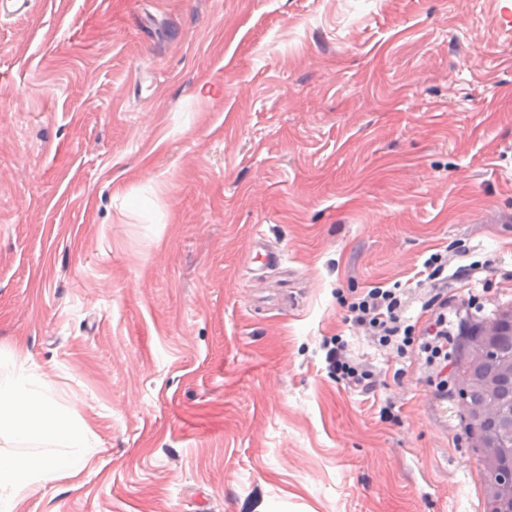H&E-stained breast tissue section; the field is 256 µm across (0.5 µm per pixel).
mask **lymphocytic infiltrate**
<instances>
[{
	"label": "lymphocytic infiltrate",
	"instance_id": "f902f5d3",
	"mask_svg": "<svg viewBox=\"0 0 512 512\" xmlns=\"http://www.w3.org/2000/svg\"><path fill=\"white\" fill-rule=\"evenodd\" d=\"M476 265L451 267L447 253H432L423 263L416 282L427 289L428 297L421 306L422 327H415L406 316L408 291L401 284L378 285L356 295L347 304L345 323L368 337L381 349L397 357L417 353L425 364L430 385L439 391L448 389V295L449 281H470L478 273ZM325 362L329 375L345 387L368 394L381 382L382 371L375 365L355 358L342 337L325 342Z\"/></svg>",
	"mask_w": 512,
	"mask_h": 512
}]
</instances>
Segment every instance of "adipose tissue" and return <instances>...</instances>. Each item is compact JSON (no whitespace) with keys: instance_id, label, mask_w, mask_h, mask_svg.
Segmentation results:
<instances>
[{"instance_id":"1","label":"adipose tissue","mask_w":512,"mask_h":512,"mask_svg":"<svg viewBox=\"0 0 512 512\" xmlns=\"http://www.w3.org/2000/svg\"><path fill=\"white\" fill-rule=\"evenodd\" d=\"M18 442L57 445L66 456L0 455V512H20L25 491L76 474L85 461L90 432L73 422L46 392L21 374L0 375V434Z\"/></svg>"}]
</instances>
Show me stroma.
<instances>
[{
	"mask_svg": "<svg viewBox=\"0 0 512 512\" xmlns=\"http://www.w3.org/2000/svg\"><path fill=\"white\" fill-rule=\"evenodd\" d=\"M287 258L254 287L249 237ZM512 305V0H35L0 20V372L93 434L23 512H484L417 357L344 302ZM383 369L325 370V339ZM324 349L328 374L336 378V382L365 394L375 391L381 382L382 370L355 358L342 336L326 341Z\"/></svg>",
	"mask_w": 512,
	"mask_h": 512,
	"instance_id": "stroma-1",
	"label": "stroma"
}]
</instances>
